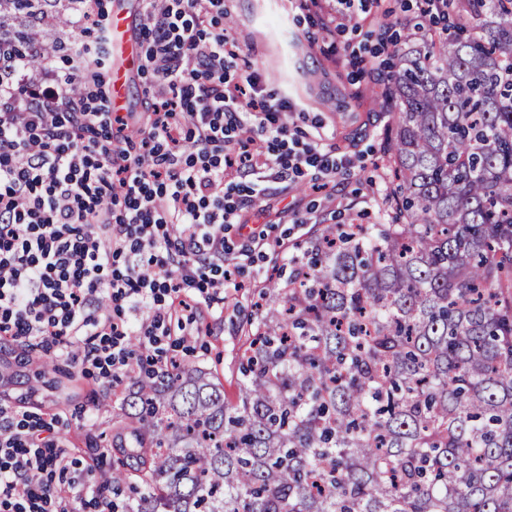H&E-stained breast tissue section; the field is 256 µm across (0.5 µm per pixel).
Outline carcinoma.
<instances>
[{"instance_id": "1", "label": "carcinoma", "mask_w": 512, "mask_h": 512, "mask_svg": "<svg viewBox=\"0 0 512 512\" xmlns=\"http://www.w3.org/2000/svg\"><path fill=\"white\" fill-rule=\"evenodd\" d=\"M84 0H0V80ZM382 78V224H325L247 321L238 399L182 363L113 415L125 512H512V0H448ZM0 352V380L57 387Z\"/></svg>"}]
</instances>
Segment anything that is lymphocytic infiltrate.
<instances>
[{
    "label": "lymphocytic infiltrate",
    "mask_w": 512,
    "mask_h": 512,
    "mask_svg": "<svg viewBox=\"0 0 512 512\" xmlns=\"http://www.w3.org/2000/svg\"><path fill=\"white\" fill-rule=\"evenodd\" d=\"M224 0H149L156 77L139 146L72 49L71 93L53 70L28 95L0 83V336L52 344L104 380L129 373L138 331L157 370L171 328L189 346L178 309L209 305L268 243L244 214L259 184L231 169L276 161L296 175L348 167L278 121L285 102L239 79V46L218 27ZM256 129L241 138L240 130ZM242 244H233V236ZM54 422L0 404V512H47L65 468Z\"/></svg>",
    "instance_id": "1"
}]
</instances>
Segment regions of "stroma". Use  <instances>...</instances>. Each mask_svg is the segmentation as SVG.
I'll return each instance as SVG.
<instances>
[{"label":"stroma","mask_w":512,"mask_h":512,"mask_svg":"<svg viewBox=\"0 0 512 512\" xmlns=\"http://www.w3.org/2000/svg\"><path fill=\"white\" fill-rule=\"evenodd\" d=\"M423 8V0H381L362 30L349 27L330 40L324 38L323 18L309 0H227L219 25L240 47L238 74L257 77L264 93L294 103V110L283 112L284 123L306 137L320 133L325 150L348 154L353 161L352 167L326 179L315 180L308 174L283 179L273 165L244 175L243 183L256 182L265 190L263 197L250 201L245 213L269 241H284L292 250L325 224L349 218L359 224L380 222L388 116L371 91L379 87L382 76L374 56L381 48V13L390 11L405 26ZM91 11L96 25H77L71 33L91 46L89 67L100 74L101 91L107 97L115 60L112 42L100 40L98 26L108 23L113 12L122 11L130 16L132 31L139 37L146 13L142 0H93ZM330 102L344 104V111H328ZM281 260V254L269 250L254 263L244 264L236 277L239 289L224 292L222 316L197 318L201 331L194 350H168L185 363L211 369L229 401H236L239 394L236 362L246 339V322L274 264ZM28 356L33 373L46 361H54L61 387H44L25 397L17 386L0 382V401L58 420L65 451L78 462L82 474L80 488H71L65 476L60 484L69 490L72 512H84L81 501L92 497L106 468L101 456L88 453V439L93 436L99 444L109 443L112 410L128 394L131 379L113 380L104 389L74 358L56 357L42 348L30 350Z\"/></svg>","instance_id":"1"}]
</instances>
